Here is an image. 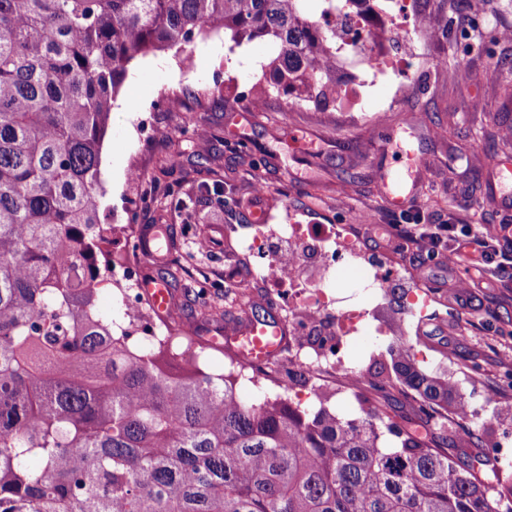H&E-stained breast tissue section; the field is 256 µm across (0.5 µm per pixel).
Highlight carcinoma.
Wrapping results in <instances>:
<instances>
[{
    "instance_id": "1",
    "label": "carcinoma",
    "mask_w": 512,
    "mask_h": 512,
    "mask_svg": "<svg viewBox=\"0 0 512 512\" xmlns=\"http://www.w3.org/2000/svg\"><path fill=\"white\" fill-rule=\"evenodd\" d=\"M310 2L0 0V512H512V480L448 422L469 405L417 365L421 336L340 418L174 377L176 356L131 353L95 306L114 261H97L101 150L130 64L202 34L268 38L267 67L306 95L327 62L321 16L362 0ZM386 385L409 401L403 423L367 395Z\"/></svg>"
}]
</instances>
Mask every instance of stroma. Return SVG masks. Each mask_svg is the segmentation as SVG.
<instances>
[{
    "mask_svg": "<svg viewBox=\"0 0 512 512\" xmlns=\"http://www.w3.org/2000/svg\"><path fill=\"white\" fill-rule=\"evenodd\" d=\"M456 10L454 0H416L420 15H454L474 40L491 34L473 24L491 19L512 27V0H472ZM274 52L270 41L235 44L224 36H199L189 55L176 49L135 60L112 104L101 152L105 197L103 224L143 236L166 225L170 253L180 262L172 302L185 328L220 336L235 320L205 324L195 318L199 277L211 281V298L224 297L227 243L250 235L249 215L265 197L279 201L269 228L297 224H342L349 211L364 210L380 223L407 228L403 212L390 209L376 190L385 166L399 167L404 149L417 146L430 188L415 205L436 224H512V181H499L494 167L512 165V140L500 127L512 124V109L500 107L506 92L500 73L512 70V42L497 41L493 54L468 50L456 35H431L421 55L428 65L406 94L400 111L387 112L391 86H375L361 113L315 112L268 77L259 105L242 106L254 79ZM155 115L149 136L137 131L141 113ZM169 137H162V130ZM209 249L199 252L198 240ZM399 267L394 285L431 288L443 306L411 331L425 336L422 369L453 372L468 401L483 400L473 427L485 446L512 431L501 412L512 404V269L485 270L463 258L459 273L473 280L466 299L455 298L442 254L425 242L391 255ZM366 325L352 341L349 359L366 375L390 374L388 346L399 344L398 321L389 300L366 301ZM479 373H472V364Z\"/></svg>",
    "mask_w": 512,
    "mask_h": 512,
    "instance_id": "obj_1",
    "label": "stroma"
}]
</instances>
